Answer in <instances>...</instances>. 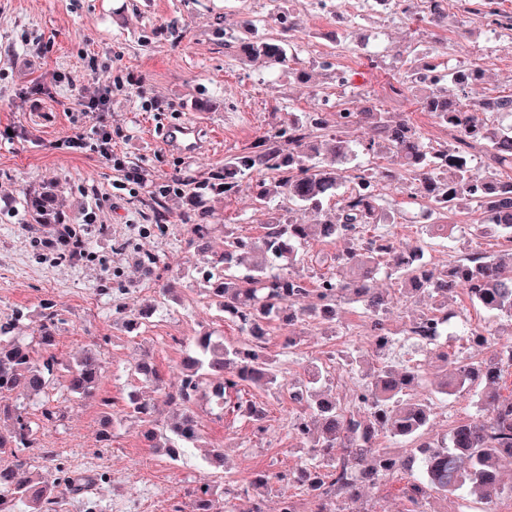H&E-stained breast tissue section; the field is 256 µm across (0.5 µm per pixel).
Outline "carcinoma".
Returning <instances> with one entry per match:
<instances>
[{
  "label": "carcinoma",
  "mask_w": 512,
  "mask_h": 512,
  "mask_svg": "<svg viewBox=\"0 0 512 512\" xmlns=\"http://www.w3.org/2000/svg\"><path fill=\"white\" fill-rule=\"evenodd\" d=\"M281 25L275 37L243 38L224 41V50L243 64L264 63L292 70L290 32L299 27L291 15L273 17ZM481 65L442 74L440 65L427 61L407 73L391 87L419 94V103L440 123L460 133L453 147L435 148L400 116H391L372 107L347 119L348 111L336 113V133L318 138L323 120L307 112L286 113L280 127L262 136L242 152L224 159V165L210 169L208 176L195 181L180 174L153 186L149 194L160 201L175 192L183 182L195 189L190 198L193 209L185 223L190 225V243L201 253L210 231L212 214L205 196H234L248 189L254 201L283 218L266 225L259 240L238 236L224 226V251L211 258L204 270V282L212 304L224 318L234 322L247 340L223 343L205 332L186 349L178 381L167 382L148 356L132 367L134 375L150 381L155 392L183 410L164 422L154 419L156 399L132 393L126 403L129 414L145 424L144 438L162 450L170 460H180L185 449L199 440V428L190 408L208 394L219 416L231 415L249 421L256 433L266 431L265 412L257 402L244 397L245 388L264 391L286 390L290 398L303 404L308 415L296 417L291 429L309 449V462L293 471H263L243 491L222 492L210 486L191 494V512H235L234 500L240 493L266 489L273 482L294 483L317 502L316 512H336L338 496L356 499L364 484L399 467L411 477L408 500L410 512H427V495L441 496L464 491L485 504L484 512H496L499 473L512 464V399L500 397L496 384L504 366H512V356L498 355L457 366L435 385L434 393L444 397L463 392L477 398L488 412L487 419L459 422L447 437L425 441L423 435L432 412L427 400L409 398L422 381L411 365L383 363L364 383L355 401L363 416L357 418L332 391L323 388V365L314 363L307 376L290 385L280 381L278 359L267 351L268 328L275 321L305 318L332 326L341 314V304L357 303L368 319L374 336L373 351L385 352L396 343L382 314L393 300L374 287L382 267L401 286L403 293L434 300L433 307L412 321L403 335L425 346L439 347L448 332V296L464 287L471 301L486 314L512 319V251L500 255L469 254L449 269L440 270L424 261L421 249L407 252L394 248V241L382 226L395 222L383 207V198L363 189L365 179L400 189L413 181L414 195L420 197L438 217L470 210L478 215L473 231L481 235L512 239V95L486 99L477 106H465L458 93L479 82ZM511 118L506 125L494 126L488 115ZM362 136L351 139V135ZM479 144L485 148L487 171L477 173L469 164L467 149ZM385 150L403 162L405 171L356 168L345 164L356 151L375 153ZM254 174L256 179L243 185L239 176ZM60 190L44 183L24 195L27 223L47 228L63 227L67 256L84 254L79 245L82 235L67 224L59 204ZM322 213L317 224H302L287 218L294 211ZM372 224L377 232L364 238L359 229ZM315 239L344 241L347 248L336 255L342 278L324 277L310 290L289 269L304 261V248ZM309 304L298 307L299 299ZM156 312L147 305L134 313L115 309L124 327L131 329ZM40 343L43 353L35 357L28 346L10 335L12 325L0 326V396L13 395L27 400L50 398L57 373H66V389L79 398H93L103 377L105 361L97 344L92 343L75 362L53 350L56 313L43 306ZM10 428L0 430V454L12 452L14 461L0 466V512H60V504L70 495H83L102 480L98 476L75 477L54 465L33 476L23 475L27 461L18 455L35 444L36 426L57 421V412L46 408L41 422L29 417L20 404L7 411ZM381 434L408 446L405 458H395L377 447ZM346 454L336 456V449Z\"/></svg>",
  "instance_id": "carcinoma-1"
}]
</instances>
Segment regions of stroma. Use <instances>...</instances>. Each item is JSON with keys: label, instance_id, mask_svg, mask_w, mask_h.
<instances>
[{"label": "stroma", "instance_id": "35a3bbf8", "mask_svg": "<svg viewBox=\"0 0 512 512\" xmlns=\"http://www.w3.org/2000/svg\"><path fill=\"white\" fill-rule=\"evenodd\" d=\"M335 3L330 10L316 0H288L287 10L303 24L291 35L297 66L309 73L308 83L302 84L291 72L245 66L224 52L225 34L240 35L242 19L253 20L258 36L278 34L270 18L273 0H0V324L18 319L16 335L41 352L40 313L47 303L58 315L59 354L73 359L87 345H99L105 373L97 398L55 394L50 404L62 417L38 429V445L28 451L32 472L42 465L41 449L50 448L73 471L105 474V482L92 491L98 512L185 510L194 488L228 484L244 491L236 501L238 512H250L257 499L246 489L256 472L289 471L309 457L290 429L305 409L275 389L249 392L266 412L261 435L246 421L217 419L209 400L199 399L193 411L200 441L176 463L149 447L141 423L125 414L129 394L151 391L130 373L142 355H150L160 374L174 381L182 351L195 336L208 331L226 343L243 342L244 336L215 309L196 272L203 260L189 246L188 227L180 222L188 208L185 199L166 198L169 220L154 229L146 187L125 184L114 161L141 168L153 184L176 173L200 178L280 125L285 113L315 112L331 123L340 110L358 112L375 104L405 116L426 144H452L454 130L421 109L411 94L391 90L403 69L418 66L420 50L432 42L448 68L482 63L484 77L472 86L470 98H492L512 87V36L491 38L480 16L464 13L429 27L412 22L422 9L420 0H406L402 15L378 5L364 7L362 0ZM373 58L378 67H370ZM106 87L112 90L105 114L112 128L111 158L87 149H55L56 141L85 122L79 99ZM150 97L161 100V109L147 105ZM206 99L210 108L200 109ZM182 123L197 129L195 155L169 146L164 138L169 127ZM46 182L59 185L64 210L76 222L85 223L86 212L96 214L93 224H85L82 258L56 260L55 250L45 245L47 228L24 221V191ZM384 205L395 213L389 227L395 244L423 248L425 260L440 268L471 253L492 255L512 246L501 237L473 235L472 217L463 211L448 215V238L430 239L414 224L405 195L388 191ZM208 206L214 215L210 249L215 254L224 249L225 225L258 238L270 218L245 191L229 198L210 196ZM344 247L341 241L309 243L305 263L296 268L308 288L336 275L333 257ZM146 253L158 257L173 293L161 295L146 276L140 265ZM377 285L395 296L386 315L392 331H402L432 306L428 299L417 303L398 297L395 281L386 275H379ZM118 303L131 310L154 304L158 312L130 332L113 315ZM448 310L454 323H487L498 336L512 339V320L489 318L465 289L449 298ZM369 333L360 308L346 304L332 327L314 320L273 324L268 351L278 356L280 375L290 382L302 378L310 363L347 347L358 349L366 371L378 362ZM284 336L296 341L286 351L280 342ZM446 350L443 360L409 340L392 355L396 362L412 361L426 378L413 396L433 400L424 435L428 441L445 436L457 421L480 415L470 395H432V380L460 363L492 355L489 346L453 336ZM101 396L112 401L107 444L100 440ZM213 448L223 449L226 468L205 463ZM406 486L402 471L388 472L365 486L357 500L337 498L336 512H409Z\"/></svg>", "mask_w": 512, "mask_h": 512}]
</instances>
